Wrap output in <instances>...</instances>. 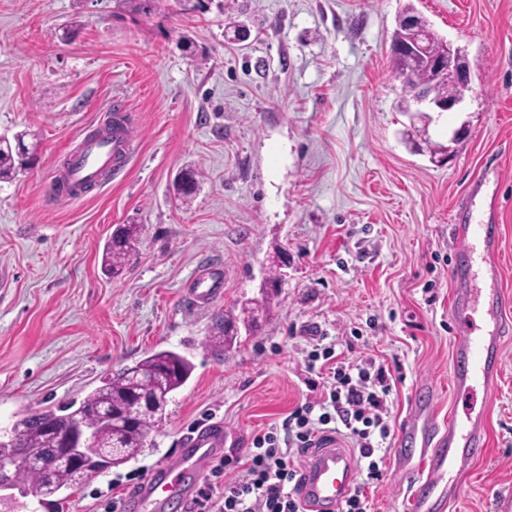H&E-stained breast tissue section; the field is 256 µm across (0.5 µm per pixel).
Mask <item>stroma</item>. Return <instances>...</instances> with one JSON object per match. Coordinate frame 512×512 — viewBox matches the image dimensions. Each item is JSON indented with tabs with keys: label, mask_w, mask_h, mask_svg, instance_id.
<instances>
[{
	"label": "stroma",
	"mask_w": 512,
	"mask_h": 512,
	"mask_svg": "<svg viewBox=\"0 0 512 512\" xmlns=\"http://www.w3.org/2000/svg\"><path fill=\"white\" fill-rule=\"evenodd\" d=\"M414 5L466 56L458 111L401 112L390 54ZM134 119L138 155L83 196L54 195L73 145ZM25 133L37 160L0 181V429L25 410L81 401L160 349L194 364L155 445L32 512H101L172 457L183 434L224 423L225 454L309 398L303 359L326 333L343 358L392 375L398 430L420 382L440 419L452 334L449 226L486 167L499 170L502 285L512 295V0H0V136ZM435 142L447 162L430 161ZM198 171L181 204L173 183ZM142 234L121 276L101 259L113 232ZM288 265L257 331L216 353V317L260 298L275 248ZM202 270L224 293L193 306ZM491 443L451 512H501L512 498V337L488 408ZM367 487L374 512H411L407 478L386 459Z\"/></svg>",
	"instance_id": "obj_1"
}]
</instances>
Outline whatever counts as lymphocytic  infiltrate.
I'll return each mask as SVG.
<instances>
[{"mask_svg": "<svg viewBox=\"0 0 512 512\" xmlns=\"http://www.w3.org/2000/svg\"><path fill=\"white\" fill-rule=\"evenodd\" d=\"M306 385L316 400L294 408L282 423L256 433L246 457H221L205 477L188 512H301L294 489L295 455L344 433L358 451L367 481L381 480L391 435L388 397L391 374L374 362L338 360L334 345L315 344L304 357ZM242 473L223 486L228 467Z\"/></svg>", "mask_w": 512, "mask_h": 512, "instance_id": "obj_1", "label": "lymphocytic infiltrate"}]
</instances>
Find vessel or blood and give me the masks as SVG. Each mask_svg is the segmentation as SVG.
I'll use <instances>...</instances> for the list:
<instances>
[{"mask_svg": "<svg viewBox=\"0 0 512 512\" xmlns=\"http://www.w3.org/2000/svg\"><path fill=\"white\" fill-rule=\"evenodd\" d=\"M113 112L111 129L84 136L59 170L57 178L63 184L80 189L105 182L135 156L137 144L126 112L119 105ZM488 180V174H481L453 215L456 251L448 270L453 334L450 386L457 399L476 392L491 398L500 376L506 326L512 321V298L499 284L500 228L473 211V200ZM222 288L221 282L197 276L190 292L193 305L213 302ZM488 446L484 410L470 407L463 415L439 422L432 385H419L394 451L398 469L412 478L408 488L412 512H447ZM223 451V423L198 424L183 436L176 455L133 490L122 512H186L209 463ZM357 469L355 454L335 440L312 449L298 487L304 512H335L352 490Z\"/></svg>", "mask_w": 512, "mask_h": 512, "instance_id": "vessel-or-blood-1", "label": "vessel or blood"}]
</instances>
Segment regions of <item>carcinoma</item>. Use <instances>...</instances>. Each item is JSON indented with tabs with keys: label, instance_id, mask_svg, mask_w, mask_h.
I'll use <instances>...</instances> for the list:
<instances>
[{
	"label": "carcinoma",
	"instance_id": "carcinoma-1",
	"mask_svg": "<svg viewBox=\"0 0 512 512\" xmlns=\"http://www.w3.org/2000/svg\"><path fill=\"white\" fill-rule=\"evenodd\" d=\"M414 11L409 6L398 17L391 42L404 44L410 41L414 27L408 24V14ZM432 60L448 56V41L434 36L427 46ZM435 87L438 94L446 96L455 91L453 80H439L435 71L427 65L413 70L405 87L411 93L419 88ZM30 151L24 142V134L14 140L0 142V180L11 179L24 170L21 156ZM199 175L186 170L175 184L179 199L186 201L195 194ZM140 228L136 224H125L110 240L104 254V268L114 277L123 273L124 258L137 241ZM237 336V329L230 319L221 318L217 332L210 345L222 349ZM194 365L191 360L176 351L162 349L141 359L136 365L122 369L102 386L90 392L79 403L71 402L56 409L29 410L19 415L10 432V445L15 448H32L39 451L26 470L21 481L32 486L48 484L50 490L43 493L45 501L63 490L77 487L94 478L102 470L119 467L141 454L148 445L152 432L165 418L173 394L181 389L191 377ZM108 407L112 410V425L101 426L98 411ZM81 422L93 429L95 444L106 456L72 467L55 463L50 450L61 446L69 437L76 423Z\"/></svg>",
	"mask_w": 512,
	"mask_h": 512
}]
</instances>
